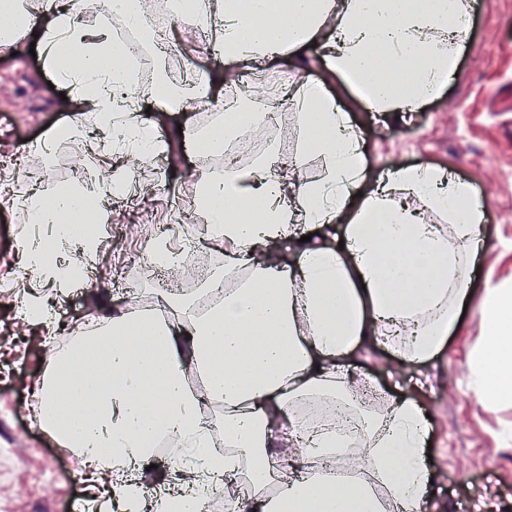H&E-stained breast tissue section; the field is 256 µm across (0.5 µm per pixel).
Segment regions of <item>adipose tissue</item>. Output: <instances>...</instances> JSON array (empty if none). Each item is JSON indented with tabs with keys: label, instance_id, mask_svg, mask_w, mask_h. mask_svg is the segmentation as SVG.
<instances>
[{
	"label": "adipose tissue",
	"instance_id": "adipose-tissue-1",
	"mask_svg": "<svg viewBox=\"0 0 512 512\" xmlns=\"http://www.w3.org/2000/svg\"><path fill=\"white\" fill-rule=\"evenodd\" d=\"M17 22L0 32V52L28 43L68 86L72 111L96 115L101 134L116 131L117 152L146 157L163 149L161 120L188 111L191 100L225 96L222 74L202 76L200 91L177 90L157 100V116L118 64L109 28L71 7L26 10L9 5ZM466 0H209V51L249 65L260 83L271 60L302 55L317 43L334 73L362 87L373 111L401 116L450 81L449 49L468 37ZM80 49L66 66L62 47ZM303 149L321 155L325 173L307 181L300 162L276 170L277 154L198 178V206L213 242L224 246L221 277H238L221 303L159 317L142 327L134 308L114 311L98 330H80L72 350L83 368L70 380L85 412L65 413L56 399L65 353L48 351L36 388L40 421L79 461L95 512H166V500L137 498L125 476L147 464L159 439L191 449L182 469L181 512L224 488L225 475L248 483L237 512H418L432 497L434 471L424 461L427 422L418 402L388 398L380 414H364L351 395L363 381L348 359L368 345L406 364H422L444 345L465 301L466 267L481 245V207L468 205L467 184L433 168H392L360 200L362 145L335 96L303 81L293 88ZM233 119L209 130L184 124L185 138L221 150L240 129L237 114L260 128L251 95L230 98ZM82 194L56 192L34 200L33 219L54 227L28 247L56 294L76 285L97 245L80 241L77 261L54 262L70 234L60 222L81 209ZM260 213L252 223L240 208ZM432 213L447 225L430 223ZM344 222L343 246L309 240L314 228ZM486 336L474 353L471 388L487 405L512 400V284L490 288L483 309ZM201 374V388L189 387ZM220 407V429L202 424V402ZM336 403L361 418L364 432L313 431L297 413L303 403ZM342 456L354 480L332 488L326 460Z\"/></svg>",
	"mask_w": 512,
	"mask_h": 512
}]
</instances>
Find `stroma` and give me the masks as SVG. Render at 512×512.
<instances>
[{"label": "stroma", "mask_w": 512, "mask_h": 512, "mask_svg": "<svg viewBox=\"0 0 512 512\" xmlns=\"http://www.w3.org/2000/svg\"><path fill=\"white\" fill-rule=\"evenodd\" d=\"M469 38L453 53L456 76L433 99L405 120L384 121L362 101L358 91L338 93L340 108L362 140L367 191L391 167L438 168L449 179L464 181L473 197L484 200L483 244L467 269L470 296L448 338L424 365L403 364L375 348L353 358L375 387L396 397L418 400L429 420L435 494L425 512H512V402L488 407L470 388V357L485 332L482 307L487 288L512 283V0H468ZM277 82L314 80L328 92L336 78L328 73L317 49L300 58H282L268 68ZM41 59L30 53H0V153L16 156L15 174L33 177L52 193L69 177L85 144L66 140L51 178L34 150L49 129L81 122L63 84L48 86ZM166 174L144 167L145 189L130 207L108 204L105 229L91 269L95 292L80 287L55 299L54 335L74 336L78 327L101 320L105 308H126L120 278L145 243L165 240L180 246L184 228L168 231L172 202H180L187 225L201 221L197 208V150L184 143L173 125L163 132ZM251 159L278 150L283 161L303 154L309 181L324 174L317 153H301L304 133L293 111L276 123L251 132ZM20 229L14 204L0 202V277L17 281L15 295L0 294V499L10 512H86L88 489L79 478L72 453L41 425L34 388L46 369L52 335L43 325L18 322L17 309L38 285L25 275L18 248Z\"/></svg>", "instance_id": "obj_1"}]
</instances>
